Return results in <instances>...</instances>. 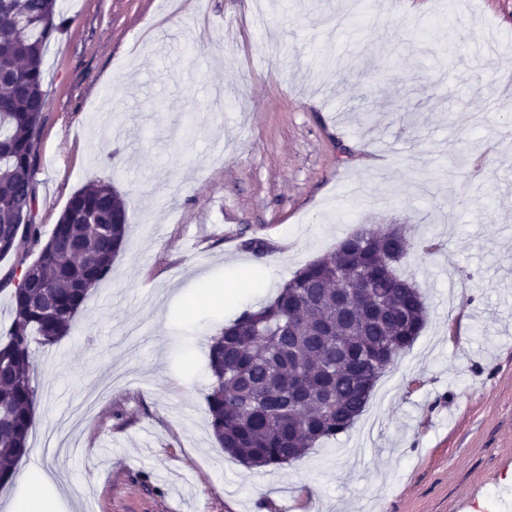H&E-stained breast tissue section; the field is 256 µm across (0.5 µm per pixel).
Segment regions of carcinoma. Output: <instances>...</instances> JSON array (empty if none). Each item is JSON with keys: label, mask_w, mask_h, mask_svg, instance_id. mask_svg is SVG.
Wrapping results in <instances>:
<instances>
[{"label": "carcinoma", "mask_w": 512, "mask_h": 512, "mask_svg": "<svg viewBox=\"0 0 512 512\" xmlns=\"http://www.w3.org/2000/svg\"><path fill=\"white\" fill-rule=\"evenodd\" d=\"M65 24L60 0H0V260L24 242L39 246L32 261L21 260L33 265L34 281L13 269L0 280L12 308L0 331V486L30 452L32 344L49 347L70 334L127 233L125 201L103 181L74 193L47 240L35 222L44 58ZM410 247L399 228L360 229L210 339L208 421L225 452L248 467H277L349 430L377 379L427 322L420 292L397 271ZM364 280L386 311L336 310L337 289L361 288ZM359 356L372 358L364 373L353 364Z\"/></svg>", "instance_id": "1"}]
</instances>
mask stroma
<instances>
[{"instance_id": "stroma-1", "label": "stroma", "mask_w": 512, "mask_h": 512, "mask_svg": "<svg viewBox=\"0 0 512 512\" xmlns=\"http://www.w3.org/2000/svg\"><path fill=\"white\" fill-rule=\"evenodd\" d=\"M64 0L36 221L92 181L128 233L37 350L60 512H512V0ZM396 224L428 321L352 429L278 468L208 432L207 343L360 227ZM268 246L256 258L245 243ZM222 297L201 295L197 276Z\"/></svg>"}]
</instances>
